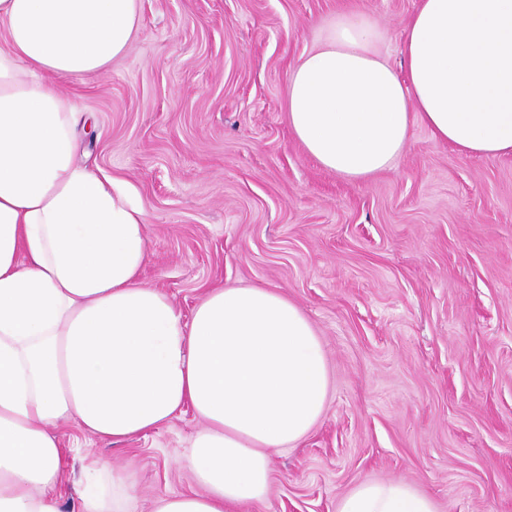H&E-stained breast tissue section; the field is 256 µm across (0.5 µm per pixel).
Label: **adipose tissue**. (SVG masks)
Segmentation results:
<instances>
[{
	"instance_id": "1",
	"label": "adipose tissue",
	"mask_w": 512,
	"mask_h": 512,
	"mask_svg": "<svg viewBox=\"0 0 512 512\" xmlns=\"http://www.w3.org/2000/svg\"><path fill=\"white\" fill-rule=\"evenodd\" d=\"M140 0H0V512H58L67 465L55 429L129 440L192 407L197 486L152 512L264 502L272 458L321 419L330 377L300 307L266 288H219L183 320L145 285V217L131 188L75 161L84 121L59 80L107 70L132 45ZM369 14L321 22L289 72L288 125L324 169L366 182L415 124L468 155L512 156V0H420L405 72ZM80 512H134L121 473L83 468ZM336 512H438L403 479L360 482Z\"/></svg>"
}]
</instances>
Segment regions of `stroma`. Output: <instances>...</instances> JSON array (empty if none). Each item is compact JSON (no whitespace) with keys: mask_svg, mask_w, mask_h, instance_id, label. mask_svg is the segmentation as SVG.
<instances>
[{"mask_svg":"<svg viewBox=\"0 0 512 512\" xmlns=\"http://www.w3.org/2000/svg\"><path fill=\"white\" fill-rule=\"evenodd\" d=\"M130 50L61 84L88 124L76 159L126 180L146 214L141 279L190 317L213 289H276L318 331L323 417L275 456L265 502L336 512L364 480L405 479L439 512H512V156L460 153L415 125L369 182L322 169L288 127V73L317 26L357 6L400 66L419 0H141ZM201 422L115 443L72 422L64 448L129 475L138 512L191 491Z\"/></svg>","mask_w":512,"mask_h":512,"instance_id":"1","label":"stroma"}]
</instances>
